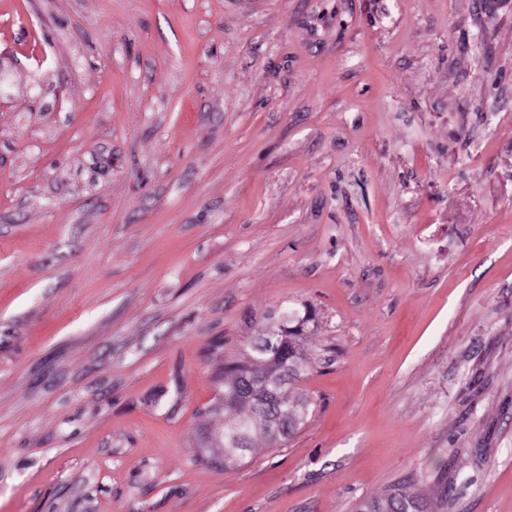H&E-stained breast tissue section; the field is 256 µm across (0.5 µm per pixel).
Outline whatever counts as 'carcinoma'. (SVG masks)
Here are the masks:
<instances>
[{"label":"carcinoma","instance_id":"1","mask_svg":"<svg viewBox=\"0 0 512 512\" xmlns=\"http://www.w3.org/2000/svg\"><path fill=\"white\" fill-rule=\"evenodd\" d=\"M304 324L288 327V317L272 327L269 349L257 348L246 361L224 367V406L214 408L224 414V455L241 457L252 448L256 432L263 433L269 445L278 443L273 421L249 398L259 389L276 390L275 410L288 421L289 431L304 424L311 403L305 397H290L287 386L303 374L310 359L297 344ZM426 502L419 494L399 489L383 497L359 503L357 512H425Z\"/></svg>","mask_w":512,"mask_h":512}]
</instances>
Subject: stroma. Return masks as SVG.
Instances as JSON below:
<instances>
[{
    "mask_svg": "<svg viewBox=\"0 0 512 512\" xmlns=\"http://www.w3.org/2000/svg\"><path fill=\"white\" fill-rule=\"evenodd\" d=\"M0 58V512H512V0H0ZM309 319L307 316L301 324L298 322L293 329L288 328L287 313L279 326L272 327L270 336L263 337L261 345L247 361L225 366L224 406H216L212 410L217 413L221 409L224 414V457L242 458L252 448L251 441L257 431L263 433L271 446L284 438L274 437L273 421L248 397L252 391L276 390L274 409L288 421L287 436L304 424L312 404L307 397H289L287 386L300 378L311 364L297 344V338ZM267 340L273 347L262 349ZM236 438L243 439L245 448L234 447ZM427 504L422 496L407 489H399L383 497L359 503L358 512H424Z\"/></svg>",
    "mask_w": 512,
    "mask_h": 512,
    "instance_id": "stroma-1",
    "label": "stroma"
}]
</instances>
